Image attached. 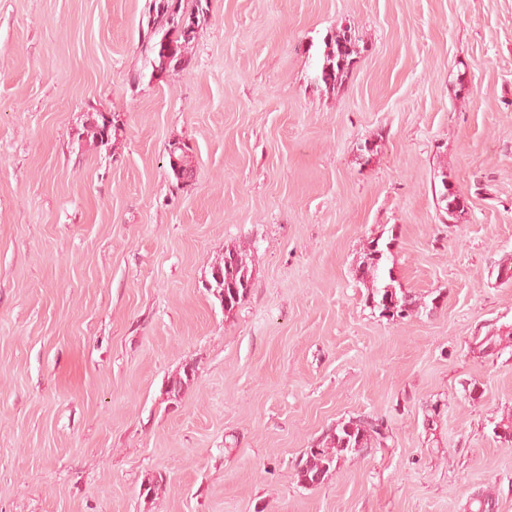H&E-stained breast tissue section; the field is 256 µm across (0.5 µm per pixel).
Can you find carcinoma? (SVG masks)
Here are the masks:
<instances>
[{"label": "carcinoma", "mask_w": 512, "mask_h": 512, "mask_svg": "<svg viewBox=\"0 0 512 512\" xmlns=\"http://www.w3.org/2000/svg\"><path fill=\"white\" fill-rule=\"evenodd\" d=\"M194 8L187 10L182 7V0H150L148 4L147 29L139 36V53L143 66L150 69V78H159L169 70L184 72L192 67L190 54L193 39L185 38L175 19L184 17L193 24H198L199 16L206 13L209 0H193ZM328 51L320 69V79L325 86L333 88L342 84L348 77L355 56L360 53L359 39L341 29L331 34L326 42ZM104 113L95 112L83 126V132L91 142L107 147L111 145L121 130L117 115H112V125L108 135H103ZM176 157L184 159V167L177 168L172 163L170 168L177 181H182L191 171L189 156L174 144L170 149ZM392 242L371 240L363 261L357 269V276L368 288L373 307L378 311L385 309L384 300L394 298L398 301L396 316L404 320L424 310L426 304L417 300L409 292L396 287L393 268L389 267ZM225 255H232V264L220 266L224 294L229 303L224 312L229 314L241 303L251 286L252 269L247 261V254L240 250L228 249ZM512 341V325L502 324L491 328L482 338L475 340L476 349L485 354L488 349L501 351ZM194 380V375L183 373L172 379L171 388L166 391L168 396L181 399ZM385 439L382 423L369 416H356L342 423L322 440L317 447L308 448L297 464L296 476L299 482L310 481L321 484L329 472L336 470L339 460L350 455H365L375 444Z\"/></svg>", "instance_id": "cac0c4a2"}]
</instances>
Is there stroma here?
Returning <instances> with one entry per match:
<instances>
[{
	"mask_svg": "<svg viewBox=\"0 0 512 512\" xmlns=\"http://www.w3.org/2000/svg\"><path fill=\"white\" fill-rule=\"evenodd\" d=\"M146 7L0 0V512H512V346L474 349L512 323V0H209L192 71L154 81ZM96 111L107 150L75 137ZM377 237L425 304L400 324L355 276ZM234 248L228 315L202 282ZM358 415L381 445L300 484ZM328 51L320 69V79L326 87L335 88L348 77L355 56L360 53L356 35L341 29L332 33L326 42ZM232 255L235 260L232 264L220 265L222 274V285L224 286V296L227 295L229 303L225 304L224 312L229 314L241 303L247 295L251 286L252 269L247 261V254L240 250L228 249L224 252V256Z\"/></svg>",
	"mask_w": 512,
	"mask_h": 512,
	"instance_id": "35a3bbf8",
	"label": "stroma"
}]
</instances>
